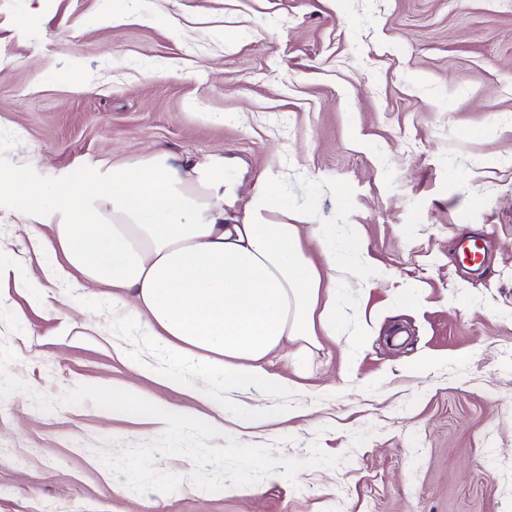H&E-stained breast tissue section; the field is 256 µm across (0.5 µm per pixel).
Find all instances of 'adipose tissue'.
<instances>
[{
  "mask_svg": "<svg viewBox=\"0 0 512 512\" xmlns=\"http://www.w3.org/2000/svg\"><path fill=\"white\" fill-rule=\"evenodd\" d=\"M238 167L229 156L200 164L158 152L131 168H105L82 189L49 202L23 189L25 209L53 229L50 241L31 239L55 257L44 270L47 279L75 271L89 286L118 289L116 318L140 320L171 363L224 379L221 394L209 400L208 418L175 413L127 384L101 392L113 413L220 433L227 417L241 429L260 426L268 413L247 403L245 392L259 386L281 395L291 387L264 360L285 342L314 336L316 305L335 314L336 293L322 291L303 242L311 240L328 268L344 277L356 270L358 237H335L311 223L309 210L289 211L274 185L257 190L237 212L242 180L228 173Z\"/></svg>",
  "mask_w": 512,
  "mask_h": 512,
  "instance_id": "ef3b65f1",
  "label": "adipose tissue"
}]
</instances>
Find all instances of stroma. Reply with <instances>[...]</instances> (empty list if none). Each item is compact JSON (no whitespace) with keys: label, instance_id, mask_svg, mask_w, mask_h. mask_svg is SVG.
<instances>
[{"label":"stroma","instance_id":"obj_1","mask_svg":"<svg viewBox=\"0 0 512 512\" xmlns=\"http://www.w3.org/2000/svg\"><path fill=\"white\" fill-rule=\"evenodd\" d=\"M157 151L359 235L354 277L307 249L336 333L267 359L294 389L249 390L256 435L112 414V382L206 417L223 381H157L111 288L18 290L51 228L0 192V512H512V0H0L1 179Z\"/></svg>","mask_w":512,"mask_h":512}]
</instances>
